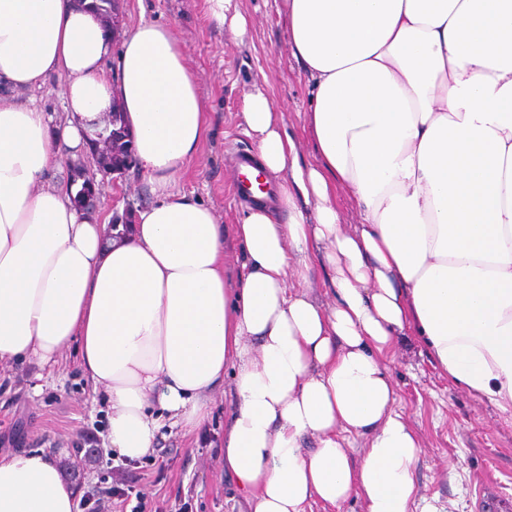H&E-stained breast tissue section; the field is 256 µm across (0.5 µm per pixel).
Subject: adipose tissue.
I'll return each mask as SVG.
<instances>
[{
    "label": "adipose tissue",
    "instance_id": "ef3b65f1",
    "mask_svg": "<svg viewBox=\"0 0 512 512\" xmlns=\"http://www.w3.org/2000/svg\"><path fill=\"white\" fill-rule=\"evenodd\" d=\"M284 7L316 160L253 85L241 117L278 207L226 226L174 188L210 129L172 28L142 20L115 41L79 0H0V87L64 76L67 111L0 97V365L51 366L76 343L108 446L130 461L157 444L155 410L200 425L233 370L224 470L246 512L351 497L416 512L397 340L414 332L456 385L512 415V0ZM115 109L155 200L114 227L47 173ZM340 190L359 223L343 224ZM316 264L332 306L313 295ZM0 512H78L54 453L0 455Z\"/></svg>",
    "mask_w": 512,
    "mask_h": 512
}]
</instances>
